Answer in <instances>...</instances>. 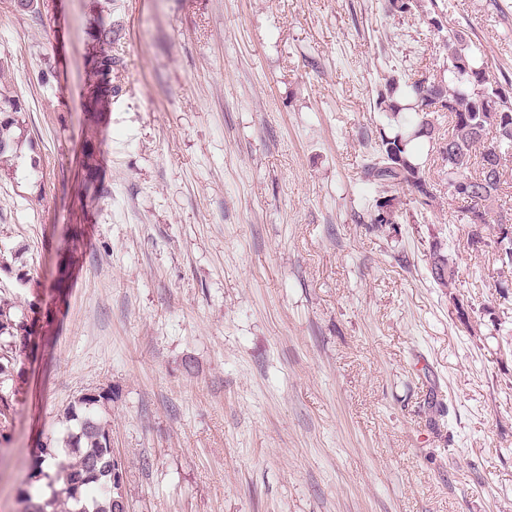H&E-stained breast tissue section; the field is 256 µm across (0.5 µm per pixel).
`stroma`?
<instances>
[{"instance_id": "stroma-1", "label": "stroma", "mask_w": 512, "mask_h": 512, "mask_svg": "<svg viewBox=\"0 0 512 512\" xmlns=\"http://www.w3.org/2000/svg\"><path fill=\"white\" fill-rule=\"evenodd\" d=\"M512 79V0H448ZM0 0V93L29 131L0 172V254L53 322L23 360L0 512L81 393L132 512H512V287L454 210L358 217L382 77L443 61L429 0ZM120 88L84 120L92 22ZM96 147L86 169L85 146ZM81 225L64 300L55 247ZM460 278L429 271L433 238Z\"/></svg>"}]
</instances>
